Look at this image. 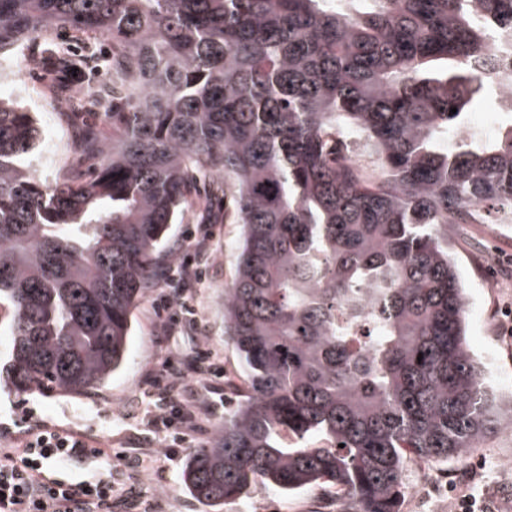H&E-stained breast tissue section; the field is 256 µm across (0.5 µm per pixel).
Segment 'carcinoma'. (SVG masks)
I'll list each match as a JSON object with an SVG mask.
<instances>
[{
    "mask_svg": "<svg viewBox=\"0 0 512 512\" xmlns=\"http://www.w3.org/2000/svg\"><path fill=\"white\" fill-rule=\"evenodd\" d=\"M0 0V62L34 41L55 106L92 113L44 184L41 130L0 101V301L16 389L82 395L123 364L170 224L231 194L242 225L224 334L247 389L185 466L217 509L258 483L400 512L407 462L512 427L466 338L448 241L512 212V122L453 150L512 49V0ZM456 112H450V109ZM375 157L367 180L348 158Z\"/></svg>",
    "mask_w": 512,
    "mask_h": 512,
    "instance_id": "carcinoma-1",
    "label": "carcinoma"
}]
</instances>
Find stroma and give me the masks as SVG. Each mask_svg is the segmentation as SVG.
I'll list each match as a JSON object with an SVG mask.
<instances>
[{
    "label": "stroma",
    "instance_id": "1",
    "mask_svg": "<svg viewBox=\"0 0 512 512\" xmlns=\"http://www.w3.org/2000/svg\"><path fill=\"white\" fill-rule=\"evenodd\" d=\"M0 97L19 102L37 119L42 147L53 144V166L42 164V147L31 163L45 183H53L59 168L73 162L70 119L57 115L51 103L47 81L29 77L25 91L0 85ZM512 118V108L487 100L468 115L474 142L495 136ZM503 212H494L482 224H452L448 237L471 303L467 311V339L486 367V379L503 392L512 390V335L505 326V312L512 309V228L502 226ZM200 212L180 214L168 230L169 251L156 268V285L134 310L132 339L126 358L107 385L80 396L54 392L20 393L8 378L0 379V448L20 444L28 429L45 423L79 431L98 438L117 451L111 459L112 483L132 490L135 506H116L114 512H212L199 503L184 483V467L193 449L208 445L224 415L243 393L245 385L238 356L224 336V285L235 273L236 250L242 228L217 221L211 227L212 263L205 281L195 291L196 326H183L172 336L159 338L155 330L154 306L172 286L171 267L178 255H191L194 239L190 231L201 224ZM500 256L495 277L497 287L476 289L482 273L485 249ZM205 342L224 365L223 392L208 382H190L185 395L206 402L210 410L189 447L167 453L158 429L149 425L158 398L148 384L150 376L163 370L167 359H191L197 342ZM479 462L467 460L432 461L427 466L408 463L406 489L401 512H448L432 493L436 484L448 485L450 499L469 494L486 498L491 512H512V431L502 429L486 438L477 450ZM222 512H336L335 497L318 488L287 496L258 485L241 502L224 505Z\"/></svg>",
    "mask_w": 512,
    "mask_h": 512
}]
</instances>
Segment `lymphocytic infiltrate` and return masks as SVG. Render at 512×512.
<instances>
[{"mask_svg":"<svg viewBox=\"0 0 512 512\" xmlns=\"http://www.w3.org/2000/svg\"><path fill=\"white\" fill-rule=\"evenodd\" d=\"M210 261L207 239L199 237L193 255L176 265L182 288L177 295L162 296L155 304L160 333L171 334L183 317L194 315L192 291L205 279ZM194 377L210 382L223 379L224 368L211 349L197 348L187 366L168 360L164 371L150 380L160 401L153 423L165 428L167 447H182L189 435L200 429L203 405L187 404L174 397L175 391ZM85 445L80 432L44 426L28 432L21 447L0 448V512H112L118 492L111 483L91 476L73 486L47 488L38 478L39 462L59 461Z\"/></svg>","mask_w":512,"mask_h":512,"instance_id":"lymphocytic-infiltrate-1","label":"lymphocytic infiltrate"}]
</instances>
